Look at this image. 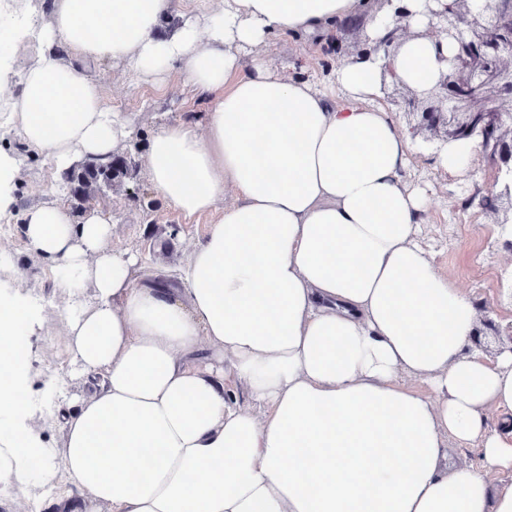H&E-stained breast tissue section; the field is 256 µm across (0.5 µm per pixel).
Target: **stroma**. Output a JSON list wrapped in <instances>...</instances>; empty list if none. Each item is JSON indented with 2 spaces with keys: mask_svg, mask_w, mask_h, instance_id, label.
I'll use <instances>...</instances> for the list:
<instances>
[{
  "mask_svg": "<svg viewBox=\"0 0 512 512\" xmlns=\"http://www.w3.org/2000/svg\"><path fill=\"white\" fill-rule=\"evenodd\" d=\"M261 52L272 66L295 71L318 88L329 84L320 56L313 52L306 37L277 35ZM89 73L99 81L113 111L131 120L134 131L117 153L118 159L129 166L127 175L97 193L87 206L110 217L112 247L138 256L139 277L178 287L177 269L186 263L192 245L203 241L215 217L202 214L187 218L169 208L147 179L146 150L162 124L188 113L204 116L209 103L176 73L162 83L139 79L128 64L109 60L90 64ZM411 143L405 177L430 188L421 240L432 253L437 272L452 278L476 299V341L488 358H495L512 340L504 331L512 323V299L505 291L508 264L501 229L494 215L479 205L494 173L478 157L466 175H450L435 169L436 146L427 135L413 136ZM0 149L14 154L20 162L11 231L0 237V266L19 265L21 275L10 282L13 292L47 303L41 325L28 338L32 405L41 413L46 402L65 407L84 389L81 379L72 373L60 334L61 313L72 299L67 290L56 286L45 262L27 246L21 233L26 209L44 199L49 189L58 185L59 178L42 156L27 150L17 138L0 137ZM38 432L46 446L62 448L63 432L54 416L41 413Z\"/></svg>",
  "mask_w": 512,
  "mask_h": 512,
  "instance_id": "1",
  "label": "stroma"
}]
</instances>
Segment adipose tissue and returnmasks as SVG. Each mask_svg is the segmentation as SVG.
Masks as SVG:
<instances>
[{"label": "adipose tissue", "mask_w": 512, "mask_h": 512, "mask_svg": "<svg viewBox=\"0 0 512 512\" xmlns=\"http://www.w3.org/2000/svg\"><path fill=\"white\" fill-rule=\"evenodd\" d=\"M368 0H53L49 21L0 51V132L64 174L106 160L132 129L87 63H131L142 78L179 71L210 99L204 123L160 127L151 186L184 216L215 214L180 270L181 287L137 280L99 210L74 219L55 199L22 233L58 287L92 304L67 310L66 351L90 389L47 452L32 426L30 379L15 351L40 321L0 279V486L37 478L64 512H512V349L474 345L475 299L437 273L418 241L423 193L402 173L411 142L377 105L378 66L347 61L332 87L271 68L277 33L363 23ZM32 47L18 95L16 54ZM413 88L439 65L430 40L391 56ZM251 403L230 401L227 383ZM481 443V463L451 461ZM82 491L71 502L69 486Z\"/></svg>", "instance_id": "adipose-tissue-1"}]
</instances>
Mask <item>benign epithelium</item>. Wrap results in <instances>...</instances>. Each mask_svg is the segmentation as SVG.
Wrapping results in <instances>:
<instances>
[{
  "label": "benign epithelium",
  "mask_w": 512,
  "mask_h": 512,
  "mask_svg": "<svg viewBox=\"0 0 512 512\" xmlns=\"http://www.w3.org/2000/svg\"><path fill=\"white\" fill-rule=\"evenodd\" d=\"M391 9L384 35L364 42L359 60L392 52L409 37L434 39L439 77L425 88H412L392 77L381 65L383 101L419 117L417 128L431 132L446 145L474 141L497 172L491 195L480 205L494 214L501 228H512V0H452L438 11L431 0L424 7L427 28L414 31L404 0H376ZM448 44L450 54L443 52ZM406 90L401 98L387 92L388 84Z\"/></svg>",
  "instance_id": "benign-epithelium-1"
}]
</instances>
